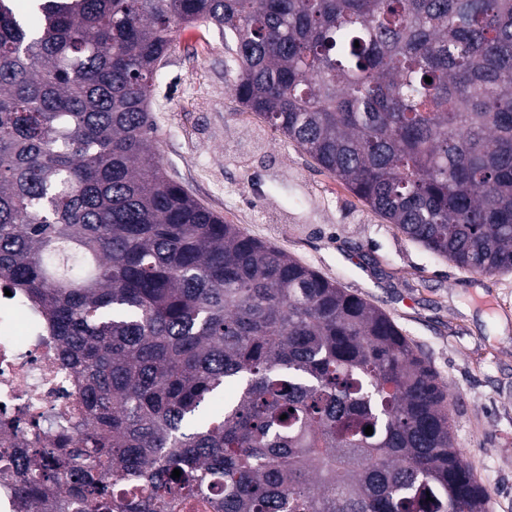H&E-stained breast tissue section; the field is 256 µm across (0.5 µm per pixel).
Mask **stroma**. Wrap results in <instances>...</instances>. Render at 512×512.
<instances>
[{
    "instance_id": "stroma-1",
    "label": "stroma",
    "mask_w": 512,
    "mask_h": 512,
    "mask_svg": "<svg viewBox=\"0 0 512 512\" xmlns=\"http://www.w3.org/2000/svg\"><path fill=\"white\" fill-rule=\"evenodd\" d=\"M163 73L150 109L167 175L389 314L447 381L457 444L491 512H512V272L479 276L433 255L263 119L241 113L213 26L180 30Z\"/></svg>"
}]
</instances>
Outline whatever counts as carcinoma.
<instances>
[{"label":"carcinoma","mask_w":512,"mask_h":512,"mask_svg":"<svg viewBox=\"0 0 512 512\" xmlns=\"http://www.w3.org/2000/svg\"><path fill=\"white\" fill-rule=\"evenodd\" d=\"M38 10L0 0V288L83 422L15 458L27 512L62 469L69 512H489L414 343L168 178L149 103L180 27L212 24L243 111L434 255L511 271L512 0Z\"/></svg>","instance_id":"1"}]
</instances>
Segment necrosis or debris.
Instances as JSON below:
<instances>
[{"label":"necrosis or debris","instance_id":"1","mask_svg":"<svg viewBox=\"0 0 512 512\" xmlns=\"http://www.w3.org/2000/svg\"><path fill=\"white\" fill-rule=\"evenodd\" d=\"M56 343V337L36 330L17 337L0 319V406L10 413L25 410L40 421L37 431L9 432L11 446L53 447L56 431L50 421L72 407L76 386L54 357Z\"/></svg>","mask_w":512,"mask_h":512}]
</instances>
